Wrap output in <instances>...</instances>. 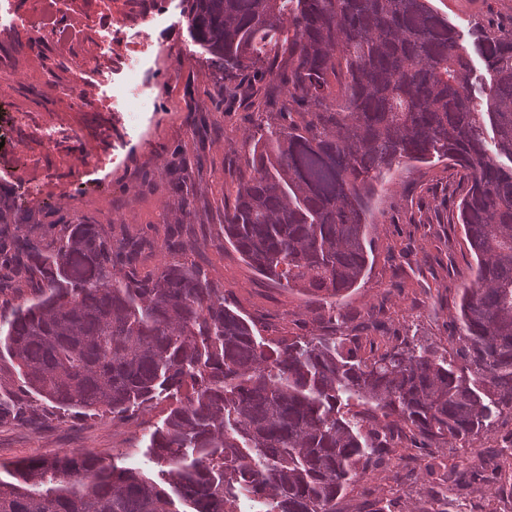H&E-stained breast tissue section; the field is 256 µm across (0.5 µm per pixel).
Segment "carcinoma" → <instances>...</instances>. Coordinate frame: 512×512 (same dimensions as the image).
Instances as JSON below:
<instances>
[{
  "mask_svg": "<svg viewBox=\"0 0 512 512\" xmlns=\"http://www.w3.org/2000/svg\"><path fill=\"white\" fill-rule=\"evenodd\" d=\"M192 37L223 94L280 123L246 140L224 242L261 276L322 300L329 332L269 341L205 271L145 278V240L84 218L58 244L16 237L0 195V293L35 298L0 335L23 392L124 416L173 403L150 433L158 478L85 453L0 477V512H341L343 492L416 448L489 434L512 415V26L470 52L429 0H189ZM488 90L481 106L476 90ZM470 180L458 223L476 263L446 355L402 341L364 357L336 304L368 272L375 185L403 162ZM357 400L367 415L343 411Z\"/></svg>",
  "mask_w": 512,
  "mask_h": 512,
  "instance_id": "cac0c4a2",
  "label": "carcinoma"
}]
</instances>
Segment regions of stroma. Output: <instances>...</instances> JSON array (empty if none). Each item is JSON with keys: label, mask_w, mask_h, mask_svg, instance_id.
<instances>
[{"label": "stroma", "mask_w": 512, "mask_h": 512, "mask_svg": "<svg viewBox=\"0 0 512 512\" xmlns=\"http://www.w3.org/2000/svg\"><path fill=\"white\" fill-rule=\"evenodd\" d=\"M463 46L475 27L494 31L512 25V0H430ZM188 0H65L61 19L77 38L66 50L22 40L0 29V111L12 121L0 129V194L11 196L19 234L54 239L55 226L78 218L101 224L115 237L150 242L136 266L154 274L168 255L159 245L168 225L182 224L192 245L180 260L202 267L223 288L228 302L255 319L268 339L316 336L323 328L318 301L279 287L252 269L224 242V205L232 201L244 167L245 137L261 117L224 101L211 77L209 54L191 37ZM148 33L140 55L142 83L126 82V31ZM93 57L90 68L71 64ZM80 84L85 107H75L60 88ZM155 98L154 111L133 113L117 89ZM54 148H46L47 134ZM467 182L448 162L400 165L372 199L377 229L368 276L341 301L343 312L375 314L381 329L350 328L361 352L382 350L408 338L450 349L462 289L472 284L473 258L453 215L454 196ZM9 358H0V398L17 404L16 420L0 422V470L34 457L89 452L105 462L156 475L148 460L149 430L160 424L168 400L119 419L112 414L63 412L42 399L20 395ZM512 440V419L501 418L492 434L431 452L402 454L415 469L429 456L448 470L439 488V512H512L499 488L511 475L486 467L488 453ZM422 481L396 469H378L351 485L343 512H360L364 501L390 504L392 512H417L427 499Z\"/></svg>", "instance_id": "obj_1"}]
</instances>
